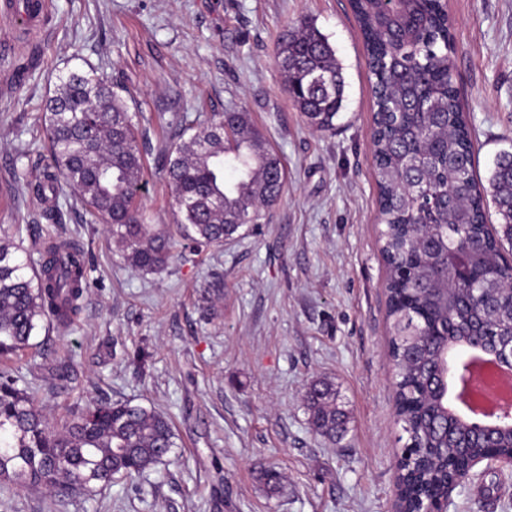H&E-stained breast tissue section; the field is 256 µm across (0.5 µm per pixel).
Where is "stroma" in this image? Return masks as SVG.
Returning a JSON list of instances; mask_svg holds the SVG:
<instances>
[{"label":"stroma","mask_w":512,"mask_h":512,"mask_svg":"<svg viewBox=\"0 0 512 512\" xmlns=\"http://www.w3.org/2000/svg\"><path fill=\"white\" fill-rule=\"evenodd\" d=\"M28 35L0 22V237L23 251L68 241L87 249L89 288L66 332L41 324L11 366L51 421L91 401L168 414L175 446L135 478L69 495L29 487L0 512H394L402 448L389 357L386 268L372 158L373 96L348 0H48ZM453 82L474 131L476 175L512 147V0H447ZM314 19L346 78L336 128L312 130L274 61L278 35ZM88 63L124 89L149 131L137 202L174 221L163 154L181 117L249 112L280 154L283 192L268 223L223 246L176 250L141 273L74 199L31 197L47 163L36 117L60 73ZM58 208L56 220L47 212ZM221 281L213 293L210 285ZM77 379L61 386L56 359ZM335 383L351 422L330 441L304 404L313 380ZM285 477L267 496L265 463ZM448 512H512V470L474 468Z\"/></svg>","instance_id":"obj_1"}]
</instances>
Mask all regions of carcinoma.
Instances as JSON below:
<instances>
[{"mask_svg":"<svg viewBox=\"0 0 512 512\" xmlns=\"http://www.w3.org/2000/svg\"><path fill=\"white\" fill-rule=\"evenodd\" d=\"M352 10L372 79L396 416L404 447L421 455L403 465L404 507L414 512L430 494L446 493L448 463L486 452L466 416L448 423L445 337L481 338L490 349L512 343V253L503 247L512 243V152L497 155L489 179L501 219L493 232L485 224L471 130L453 83V25L444 0H404L392 11L381 0H354ZM274 58L306 122L319 132L333 130L346 81L329 38L303 18L279 35ZM38 121L49 164L26 188L40 200L57 199L68 188L85 214L106 224L135 271L164 269L176 244L194 251L221 246L244 226L264 223L282 192L281 157L249 113H213L198 128H181L168 153L176 223L151 224L135 204L149 141L104 77L80 67L59 76ZM474 242L472 277L459 281L445 252ZM88 285L83 247L50 243L32 261L1 237L0 355L27 348L41 321L63 332L72 327ZM19 382L0 370V492L106 485L163 462L175 447L169 419L155 409L100 402L52 425L36 408L31 387ZM305 405L313 432L332 440L346 436L348 416L333 383H311ZM496 435L498 451L512 450V423L502 422ZM259 478L267 493L281 489L275 467H261Z\"/></svg>","mask_w":512,"mask_h":512,"instance_id":"carcinoma-1","label":"carcinoma"}]
</instances>
